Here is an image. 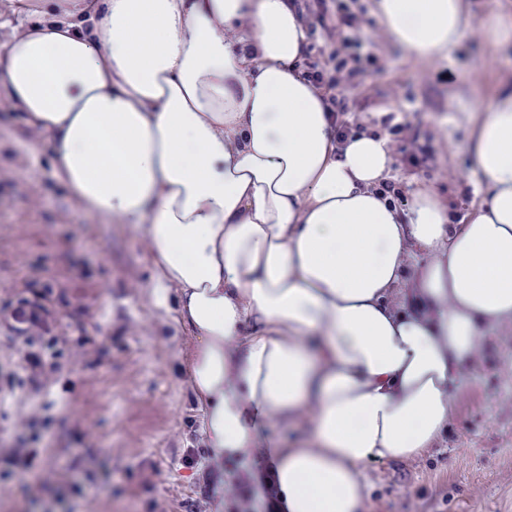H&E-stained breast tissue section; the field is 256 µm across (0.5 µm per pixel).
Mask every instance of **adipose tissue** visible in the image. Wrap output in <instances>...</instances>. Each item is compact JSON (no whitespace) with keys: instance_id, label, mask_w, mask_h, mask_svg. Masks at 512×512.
Wrapping results in <instances>:
<instances>
[{"instance_id":"adipose-tissue-1","label":"adipose tissue","mask_w":512,"mask_h":512,"mask_svg":"<svg viewBox=\"0 0 512 512\" xmlns=\"http://www.w3.org/2000/svg\"><path fill=\"white\" fill-rule=\"evenodd\" d=\"M467 0H375L386 37L447 59ZM0 48V96L82 209L129 227L151 295L189 328L215 458L270 457L277 512H372L371 461L427 454L450 387L512 324V89L467 149L487 187L465 224L433 184L381 185L385 137L336 138L302 76L289 0H38ZM309 420L297 448L267 422Z\"/></svg>"}]
</instances>
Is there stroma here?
Masks as SVG:
<instances>
[{"label": "stroma", "instance_id": "obj_1", "mask_svg": "<svg viewBox=\"0 0 512 512\" xmlns=\"http://www.w3.org/2000/svg\"><path fill=\"white\" fill-rule=\"evenodd\" d=\"M471 21L447 60L418 58L382 33L374 0H356L357 36L376 65L347 99L346 119L384 133L394 115L404 132L388 136L391 179L403 200L434 183L453 223H467L486 194L465 143L481 110L512 87V40L479 35L489 10L512 18V0H469ZM447 119L448 134L437 133ZM23 116L0 103V306L46 282L62 289L61 324L97 327L102 356L74 358L55 392L46 458L83 446L108 474L91 486L90 504H60L55 491L25 500L17 483L0 486V512H149L152 501L173 512H201L192 469L183 464L201 414L188 384L189 331L173 308L157 306L141 238L121 225L88 219L55 180L47 152L32 154ZM452 388L447 435L421 460L371 462L364 475L373 512H512V326L491 331Z\"/></svg>", "mask_w": 512, "mask_h": 512}]
</instances>
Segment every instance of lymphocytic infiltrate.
Wrapping results in <instances>:
<instances>
[{
  "instance_id": "1",
  "label": "lymphocytic infiltrate",
  "mask_w": 512,
  "mask_h": 512,
  "mask_svg": "<svg viewBox=\"0 0 512 512\" xmlns=\"http://www.w3.org/2000/svg\"><path fill=\"white\" fill-rule=\"evenodd\" d=\"M374 61V55L365 51L361 42L345 36L329 52L306 59L304 63L303 74L307 81L324 89L328 95L326 104L337 115L338 135L350 132L343 118L347 97L356 87V77ZM54 293L53 284H46L37 293L18 296L0 316V327L9 333L21 352L18 362L0 364V401L7 398L19 401L12 417L18 438L13 445L0 448V484L23 476L31 498H38L54 486L61 496L80 499L86 483L96 479V472L89 470L84 458L77 455L69 465V477L61 485H53L51 479L44 476L46 466L40 443L53 424L48 414L54 405L51 390L63 377L69 359L78 352L94 361L100 350L92 337L83 336L74 341L62 329L52 301ZM183 462L187 467L198 468L199 494L206 505L215 508L227 501L233 512H250L253 484L266 482L262 472L252 484L237 478L223 479L222 463L206 457L198 448L187 449Z\"/></svg>"
}]
</instances>
